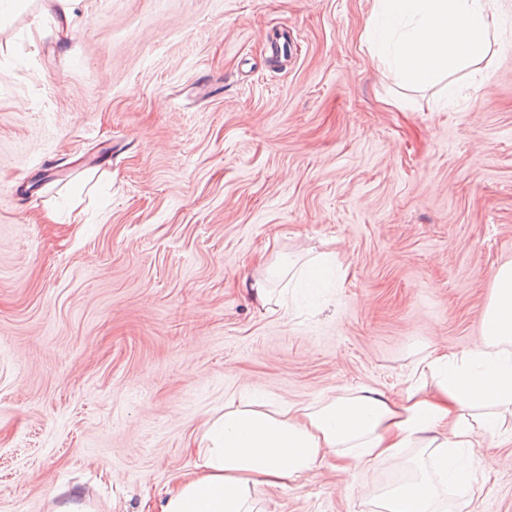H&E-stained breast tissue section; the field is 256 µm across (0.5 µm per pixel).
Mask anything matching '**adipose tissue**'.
I'll use <instances>...</instances> for the list:
<instances>
[{
  "label": "adipose tissue",
  "mask_w": 512,
  "mask_h": 512,
  "mask_svg": "<svg viewBox=\"0 0 512 512\" xmlns=\"http://www.w3.org/2000/svg\"><path fill=\"white\" fill-rule=\"evenodd\" d=\"M498 0H374L365 35L371 51L413 87L446 79L448 98L458 72L488 46ZM250 284L258 308L275 302L270 278L314 285L329 270L319 254L301 267L265 262ZM481 318L483 342L462 353L432 352L413 368L408 386L390 396L364 388L310 405L226 404L193 441L191 470L173 477L158 512H263L258 486L285 490L318 467L338 460L346 473L375 470L416 449L410 476L386 490L378 512H447L449 487L485 477L495 464L490 441L512 445V263L492 275Z\"/></svg>",
  "instance_id": "1"
}]
</instances>
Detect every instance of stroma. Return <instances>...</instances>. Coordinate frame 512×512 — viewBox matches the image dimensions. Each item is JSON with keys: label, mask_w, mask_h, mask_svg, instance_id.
I'll use <instances>...</instances> for the list:
<instances>
[{"label": "stroma", "mask_w": 512, "mask_h": 512, "mask_svg": "<svg viewBox=\"0 0 512 512\" xmlns=\"http://www.w3.org/2000/svg\"><path fill=\"white\" fill-rule=\"evenodd\" d=\"M372 0H29L0 29V512H141L227 402L395 394L481 343L512 261V20L459 100L373 60ZM335 256L265 313L258 253ZM449 512H512V445ZM398 462L260 487L371 512ZM51 498L57 499L52 505L53 512H94L86 497L74 486L54 489Z\"/></svg>", "instance_id": "obj_1"}]
</instances>
